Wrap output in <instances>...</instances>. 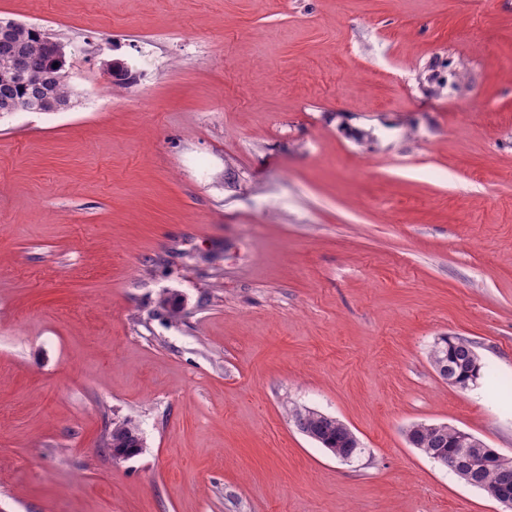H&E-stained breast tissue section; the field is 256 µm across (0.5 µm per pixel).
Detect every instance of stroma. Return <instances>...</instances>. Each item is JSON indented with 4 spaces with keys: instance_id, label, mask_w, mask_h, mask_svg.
Returning a JSON list of instances; mask_svg holds the SVG:
<instances>
[{
    "instance_id": "35a3bbf8",
    "label": "stroma",
    "mask_w": 512,
    "mask_h": 512,
    "mask_svg": "<svg viewBox=\"0 0 512 512\" xmlns=\"http://www.w3.org/2000/svg\"><path fill=\"white\" fill-rule=\"evenodd\" d=\"M0 17L61 41L75 92L0 112V512H498L407 432L512 458V0ZM443 336L489 377L442 379ZM311 413L303 414L302 409L294 408L292 418L296 426L304 434L313 439L312 436L320 439L322 447L327 449L336 458H342L349 455L357 456L363 453L362 448H354L347 431L341 426L339 420L335 417L327 418L317 413L324 414L318 410L307 408ZM329 446V447H327ZM140 434L139 426L132 420H123L122 422L115 423L112 426L107 438V446L109 440L111 441L112 448H144V439L141 438L140 442L137 443L138 436ZM137 443V444H136ZM136 446L134 447V445ZM109 448V447H108ZM109 448L113 458L115 460H125L133 456V454H124L122 452L113 451Z\"/></svg>"
}]
</instances>
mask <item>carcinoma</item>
I'll return each instance as SVG.
<instances>
[{
  "instance_id": "1",
  "label": "carcinoma",
  "mask_w": 512,
  "mask_h": 512,
  "mask_svg": "<svg viewBox=\"0 0 512 512\" xmlns=\"http://www.w3.org/2000/svg\"><path fill=\"white\" fill-rule=\"evenodd\" d=\"M16 55H23L28 59L32 68V79L16 78L7 69V60ZM2 86L8 87L11 98L27 99L37 107L46 101L69 100L74 95L69 80L50 65L49 51L45 46L43 33L38 29H19L12 38L0 39V87ZM433 352L437 353L433 359L434 366L442 378L448 377V372L443 370V366L448 363L458 373L475 364L478 377H483V363L472 343L466 338L453 337L451 346L441 340L435 343ZM292 418L300 431L309 437L320 439L322 447L338 458L357 456L364 452V449L354 447L347 431L334 417L327 418L317 413L307 415L302 409L295 408L292 410ZM139 434V426L134 421L124 420L112 426L108 440L114 448H132L137 443ZM408 440L443 465L448 463V455L462 452L458 443V432L446 426L432 429L425 423H417L409 429ZM472 452L481 463L479 480L484 486L499 485L505 472L512 471V461L493 448H474Z\"/></svg>"
}]
</instances>
